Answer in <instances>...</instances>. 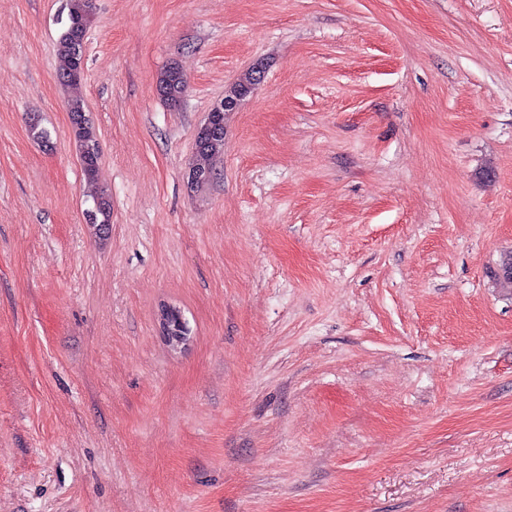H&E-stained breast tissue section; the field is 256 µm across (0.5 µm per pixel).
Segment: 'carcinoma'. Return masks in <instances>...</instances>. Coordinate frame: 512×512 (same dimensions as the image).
Segmentation results:
<instances>
[{"label": "carcinoma", "instance_id": "obj_1", "mask_svg": "<svg viewBox=\"0 0 512 512\" xmlns=\"http://www.w3.org/2000/svg\"><path fill=\"white\" fill-rule=\"evenodd\" d=\"M67 20L55 44L57 75L60 82L71 90L67 101L71 131L78 152L99 144L95 128L86 115L85 103L79 93L84 72L78 69L77 46L87 40L95 13L91 0H67ZM157 88L165 90L162 99L171 107L180 105L188 88L182 70L171 65L158 79ZM224 146V136L205 140L194 152L192 165L205 170H214L215 163ZM101 154L91 158H80L83 178L91 189L92 208L95 210L93 226L112 223V201L110 195L99 187ZM491 278L501 288L512 290V253L505 256L498 267L491 271Z\"/></svg>", "mask_w": 512, "mask_h": 512}]
</instances>
